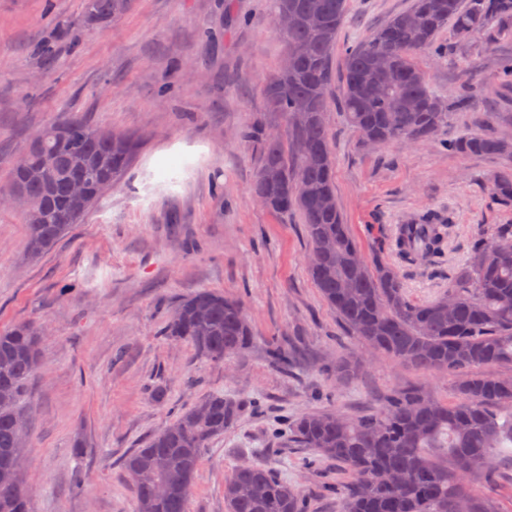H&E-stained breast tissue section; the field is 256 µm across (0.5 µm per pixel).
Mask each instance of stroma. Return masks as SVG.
<instances>
[{
  "label": "stroma",
  "mask_w": 512,
  "mask_h": 512,
  "mask_svg": "<svg viewBox=\"0 0 512 512\" xmlns=\"http://www.w3.org/2000/svg\"><path fill=\"white\" fill-rule=\"evenodd\" d=\"M413 0H346L333 70ZM53 41L45 61L31 47ZM439 54L417 63L443 99L468 96L432 141L363 145L343 112L327 114L336 198L365 256L399 267L408 296L439 297L477 233L512 224V207L488 189L512 155L472 156L450 142L489 131L512 142V26L466 41L452 26ZM285 43L271 0H135L116 21L87 24L84 0H0V189L11 163L45 126L82 115L132 134L141 146L122 183L38 261L25 257L27 227L0 200V329L44 325L41 364L29 400L26 486L33 512H135L122 458L198 398L237 401L238 420L204 449L189 512H225L224 482L244 463L271 467L301 487L307 512H342L340 468L277 437L281 416L334 409L357 417L387 395L423 386L453 400L457 375H434L370 354L324 301L307 268L298 211L274 214L251 195L259 150L242 131L254 123L287 136L262 87ZM173 90L159 97L163 81ZM429 214L450 225L443 260L424 267L400 257L394 229ZM208 289L237 300L254 331L246 353L214 363L162 336L173 306ZM294 358L275 367L271 348ZM345 357L357 371L337 377ZM84 475L76 495L71 485Z\"/></svg>",
  "instance_id": "obj_1"
}]
</instances>
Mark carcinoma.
I'll return each mask as SVG.
<instances>
[{
  "mask_svg": "<svg viewBox=\"0 0 512 512\" xmlns=\"http://www.w3.org/2000/svg\"><path fill=\"white\" fill-rule=\"evenodd\" d=\"M132 0H85L92 24L114 21ZM278 30L290 61L264 86L270 111L291 135L284 144L259 124L242 137L258 144L260 165L253 197L269 211L299 210L310 242L308 269L340 321L371 351L433 373L461 376L458 397L442 402L422 387L392 393L381 411L350 419L336 410L300 416L292 438L339 465L349 478L343 512H500L477 492L495 473V456L512 458V378L490 371L512 365V224L473 239L467 263L448 290L426 303L412 301L399 269L377 256L362 260L336 202L327 112L332 58L345 0H273ZM295 19L288 25V16ZM512 22V0H414L348 48L340 108L363 144L386 145L410 136L434 139L448 122L450 105L427 84L415 55L436 52L435 37L453 24L462 40ZM386 65H376L379 56ZM136 144L130 137L73 117L38 133L25 149L26 165L13 168L10 190L25 199L27 254L53 248L127 172ZM462 155L512 152V143L470 134L451 144ZM80 182L78 195L71 185ZM493 197L512 204V170L494 174ZM428 241L402 250L429 264L443 256L447 224H428ZM511 245L495 253L491 245ZM457 294L448 309V293ZM164 335L190 344L212 362L242 354L253 330L242 306L201 290L175 306ZM41 328L21 323L0 331V512H31L24 472L13 468L27 440L26 398L39 367ZM240 405L209 394L151 434L121 466L130 480L136 512H188L203 450L238 418ZM226 512H305V493L269 467L237 469L224 482Z\"/></svg>",
  "mask_w": 512,
  "mask_h": 512,
  "instance_id": "carcinoma-1",
  "label": "carcinoma"
}]
</instances>
